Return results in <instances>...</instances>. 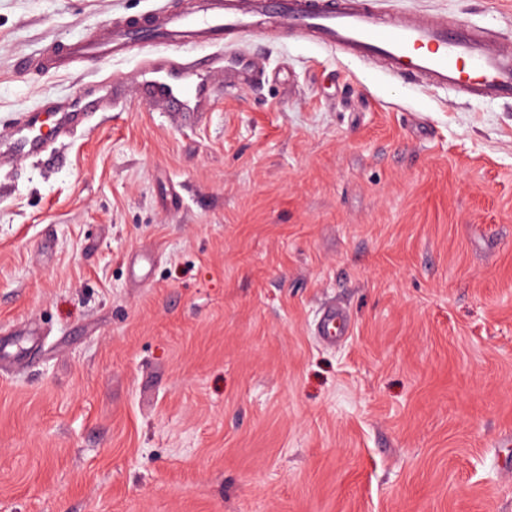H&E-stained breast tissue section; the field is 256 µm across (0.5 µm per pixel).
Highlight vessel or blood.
Instances as JSON below:
<instances>
[{
    "label": "vessel or blood",
    "instance_id": "1",
    "mask_svg": "<svg viewBox=\"0 0 512 512\" xmlns=\"http://www.w3.org/2000/svg\"><path fill=\"white\" fill-rule=\"evenodd\" d=\"M269 18L344 55L384 60L391 71L423 84L449 87L470 98L512 102V45H495L461 20L381 17L368 0H200L193 12L164 10L105 26L76 42L51 45L42 64L62 71L75 60L112 58L143 44L208 47L211 55L190 62L146 58L137 82L157 105L177 103L182 112H198L208 99L209 81L227 75L225 44L258 31ZM72 123L65 114L54 123L52 136L29 135L23 126L12 128L6 140L19 152L37 154L51 137L67 134ZM349 325L346 311L332 304L325 308L317 334L333 342L347 335Z\"/></svg>",
    "mask_w": 512,
    "mask_h": 512
}]
</instances>
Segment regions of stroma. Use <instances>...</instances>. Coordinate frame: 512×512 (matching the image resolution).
<instances>
[{
    "instance_id": "stroma-1",
    "label": "stroma",
    "mask_w": 512,
    "mask_h": 512,
    "mask_svg": "<svg viewBox=\"0 0 512 512\" xmlns=\"http://www.w3.org/2000/svg\"><path fill=\"white\" fill-rule=\"evenodd\" d=\"M512 41V0H371ZM194 0H0V512H512V103L424 89L275 26L195 122L142 50L54 41ZM351 333L314 334L325 306ZM62 111V109L59 111L62 116L53 124V132L50 138L46 137L41 131L43 121H41L38 116L32 123L26 126L12 128L7 133L5 141H7L13 149L16 148L22 153H41L54 138L67 134L72 128V118L69 117L67 112ZM38 123H40L39 134L30 137L27 132H32Z\"/></svg>"
}]
</instances>
